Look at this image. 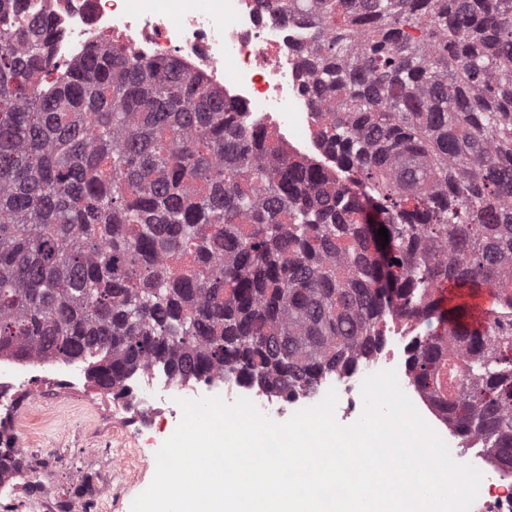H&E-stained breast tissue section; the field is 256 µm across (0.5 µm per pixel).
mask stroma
<instances>
[{
    "label": "stroma",
    "instance_id": "35a3bbf8",
    "mask_svg": "<svg viewBox=\"0 0 512 512\" xmlns=\"http://www.w3.org/2000/svg\"><path fill=\"white\" fill-rule=\"evenodd\" d=\"M13 395L15 405L0 410V419L46 479L1 497L0 512H70L73 503L81 512H130L156 472L155 449L137 439L148 416L93 382L72 386L38 367L26 369Z\"/></svg>",
    "mask_w": 512,
    "mask_h": 512
}]
</instances>
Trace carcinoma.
<instances>
[{"label":"carcinoma","mask_w":512,"mask_h":512,"mask_svg":"<svg viewBox=\"0 0 512 512\" xmlns=\"http://www.w3.org/2000/svg\"><path fill=\"white\" fill-rule=\"evenodd\" d=\"M307 9L318 142L364 196L174 60L92 50L42 94L50 21L0 25V358L84 363L116 399L158 362L286 394L375 349L395 309L429 327L417 383L512 470V0ZM442 282L489 289L483 332L464 305L433 325ZM3 426L0 472L29 467Z\"/></svg>","instance_id":"1"}]
</instances>
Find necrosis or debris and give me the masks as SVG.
Instances as JSON below:
<instances>
[{
    "label": "necrosis or debris",
    "instance_id": "necrosis-or-debris-1",
    "mask_svg": "<svg viewBox=\"0 0 512 512\" xmlns=\"http://www.w3.org/2000/svg\"><path fill=\"white\" fill-rule=\"evenodd\" d=\"M36 16L50 18L57 30L50 46L56 66L40 75V87L52 86L62 68L78 63L94 48L122 47L148 60L174 58L190 77L201 79L226 104L240 109L251 127L264 130L284 156L319 157L338 184L360 190L355 172L337 170L333 157L322 153L316 141L317 114L303 70L308 42L304 21L285 18L276 9L262 7L259 0H185L178 12L164 9L161 0H22L20 8L1 12L0 20L22 25ZM417 328L412 316L392 318L369 356L324 375L310 391L271 394L234 371L187 389L160 365L135 378L131 390H147L141 404L151 416L177 418L175 395L181 391L189 399L218 396L229 403L246 397L263 415L279 420L317 404L332 390L337 394L335 417L343 423L363 411L364 378L392 370L426 422L438 434L456 439L455 428L428 391L412 379L408 351L419 337ZM455 459L472 464L485 477L473 512H512V473L495 469L480 441H470Z\"/></svg>",
    "mask_w": 512,
    "mask_h": 512
}]
</instances>
